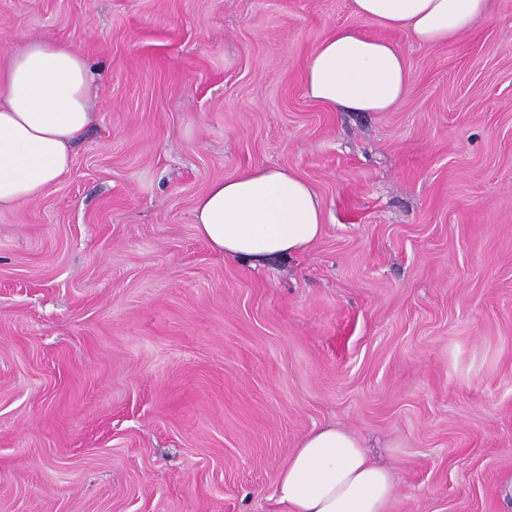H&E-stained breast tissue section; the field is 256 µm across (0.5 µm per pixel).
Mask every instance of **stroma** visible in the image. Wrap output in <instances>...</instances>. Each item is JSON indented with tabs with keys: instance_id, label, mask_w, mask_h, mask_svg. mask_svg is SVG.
Listing matches in <instances>:
<instances>
[{
	"instance_id": "35a3bbf8",
	"label": "stroma",
	"mask_w": 512,
	"mask_h": 512,
	"mask_svg": "<svg viewBox=\"0 0 512 512\" xmlns=\"http://www.w3.org/2000/svg\"><path fill=\"white\" fill-rule=\"evenodd\" d=\"M348 26L407 56L391 111L308 97ZM43 36L96 118L0 209V512H276L330 424L392 471L388 512H512V0L431 46L351 0H0V61ZM259 164L324 232L255 269L194 207Z\"/></svg>"
}]
</instances>
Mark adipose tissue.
Returning a JSON list of instances; mask_svg holds the SVG:
<instances>
[{
    "label": "adipose tissue",
    "mask_w": 512,
    "mask_h": 512,
    "mask_svg": "<svg viewBox=\"0 0 512 512\" xmlns=\"http://www.w3.org/2000/svg\"><path fill=\"white\" fill-rule=\"evenodd\" d=\"M354 14L448 42L486 0H352ZM412 68L397 45L355 27L325 37L304 64L310 98L330 110L387 112L408 94ZM89 67L70 44L30 40L0 64V206L40 198L71 165V146L93 120ZM199 236L227 259L293 257L323 232L321 200L290 169L253 167L212 182L195 205ZM394 483L361 439L341 426L307 434L281 469L274 497L285 512H387Z\"/></svg>",
    "instance_id": "adipose-tissue-1"
}]
</instances>
